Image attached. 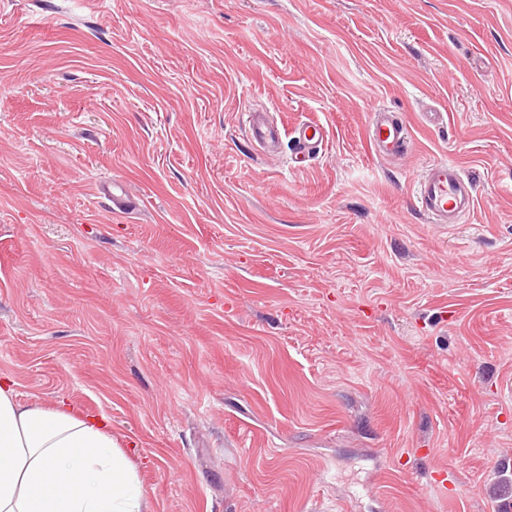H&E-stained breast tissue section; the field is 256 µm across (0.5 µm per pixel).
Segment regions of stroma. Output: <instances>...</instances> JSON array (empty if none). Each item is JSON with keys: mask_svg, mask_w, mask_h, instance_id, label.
<instances>
[{"mask_svg": "<svg viewBox=\"0 0 512 512\" xmlns=\"http://www.w3.org/2000/svg\"><path fill=\"white\" fill-rule=\"evenodd\" d=\"M510 185L512 0H0V377L108 417L149 512H512ZM368 126V136L378 155L391 156L407 151V125L384 108H374ZM247 123L254 141L261 147L269 151L279 143L280 131L265 123L262 112H248ZM414 196L419 210L436 224H459L476 203L469 175L452 161L430 165L415 185Z\"/></svg>", "mask_w": 512, "mask_h": 512, "instance_id": "1", "label": "stroma"}]
</instances>
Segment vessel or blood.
<instances>
[{
    "label": "vessel or blood",
    "mask_w": 512,
    "mask_h": 512,
    "mask_svg": "<svg viewBox=\"0 0 512 512\" xmlns=\"http://www.w3.org/2000/svg\"><path fill=\"white\" fill-rule=\"evenodd\" d=\"M247 123L254 141L261 147L268 150L276 147L280 132L265 123L262 113H248ZM368 136L378 155H397L407 150V125L386 109H374ZM414 196L419 210L438 224L460 223L461 219L473 211L476 203L469 175L452 161L430 165L416 184Z\"/></svg>",
    "instance_id": "b4317fda"
}]
</instances>
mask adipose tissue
<instances>
[{"label":"adipose tissue","instance_id":"obj_1","mask_svg":"<svg viewBox=\"0 0 512 512\" xmlns=\"http://www.w3.org/2000/svg\"><path fill=\"white\" fill-rule=\"evenodd\" d=\"M0 512H147L109 419L65 401L20 403L0 379Z\"/></svg>","mask_w":512,"mask_h":512}]
</instances>
